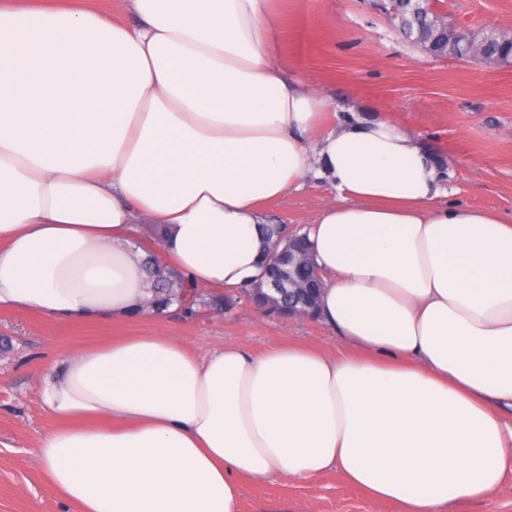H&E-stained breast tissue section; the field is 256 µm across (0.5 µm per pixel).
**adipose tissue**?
Here are the masks:
<instances>
[{
    "label": "adipose tissue",
    "mask_w": 512,
    "mask_h": 512,
    "mask_svg": "<svg viewBox=\"0 0 512 512\" xmlns=\"http://www.w3.org/2000/svg\"><path fill=\"white\" fill-rule=\"evenodd\" d=\"M0 0V305L50 323L162 321L144 259L219 294L276 243L308 176L335 354L194 352L165 330L62 353L38 457L66 512H239L242 482L336 470L373 507L448 512L512 480V215L440 203L392 123L289 76L268 0ZM142 224L159 237L139 236ZM336 196V190L328 182L310 176L302 188L290 191L267 206L268 216L286 226L289 265L295 263L298 268L306 261L308 249L303 238L296 235L297 232H288V226L302 229L312 224L322 207L334 201ZM279 224H267V227L269 236L280 241L282 230Z\"/></svg>",
    "instance_id": "adipose-tissue-1"
}]
</instances>
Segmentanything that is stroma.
<instances>
[{"label":"stroma","instance_id":"35a3bbf8","mask_svg":"<svg viewBox=\"0 0 512 512\" xmlns=\"http://www.w3.org/2000/svg\"><path fill=\"white\" fill-rule=\"evenodd\" d=\"M459 26L512 30V0H445ZM285 70L330 99L390 121L436 159L450 200L512 214V68L488 69L461 58L436 59L404 38L378 0H273ZM337 193L308 178L271 202L276 223L302 229ZM165 329L201 354L237 343L255 351L297 343L336 349V335L307 319L255 312L239 301L168 314ZM147 318L126 325L56 326L34 312L0 308V512H62L47 485L37 445L51 420L36 381L56 357L110 336L155 330ZM287 502L290 512H369L356 489L329 471L299 484L243 485L240 512Z\"/></svg>","mask_w":512,"mask_h":512}]
</instances>
